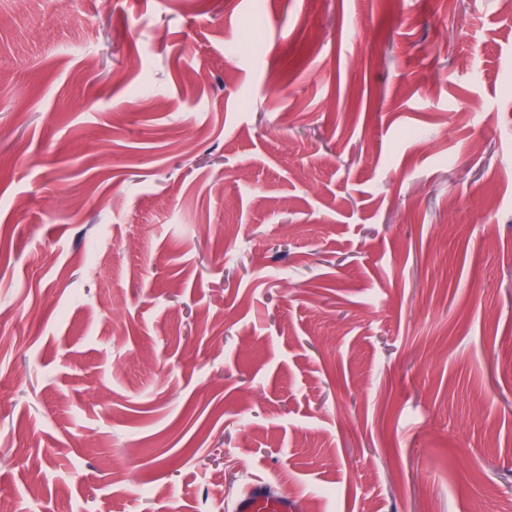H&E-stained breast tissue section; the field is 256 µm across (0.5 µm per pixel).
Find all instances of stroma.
Returning a JSON list of instances; mask_svg holds the SVG:
<instances>
[{
  "mask_svg": "<svg viewBox=\"0 0 512 512\" xmlns=\"http://www.w3.org/2000/svg\"><path fill=\"white\" fill-rule=\"evenodd\" d=\"M67 2L0 0V501L512 512V0ZM237 512H296L300 510L297 497L288 492H273L267 484L257 483L242 496L235 509Z\"/></svg>",
  "mask_w": 512,
  "mask_h": 512,
  "instance_id": "obj_1",
  "label": "stroma"
}]
</instances>
